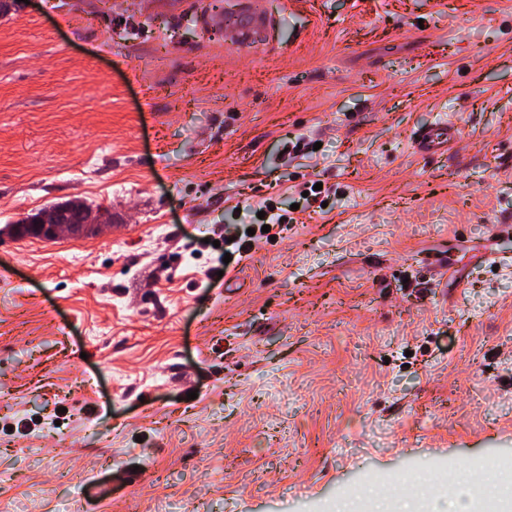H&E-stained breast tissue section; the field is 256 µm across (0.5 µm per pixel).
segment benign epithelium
<instances>
[{
    "instance_id": "benign-epithelium-1",
    "label": "benign epithelium",
    "mask_w": 512,
    "mask_h": 512,
    "mask_svg": "<svg viewBox=\"0 0 512 512\" xmlns=\"http://www.w3.org/2000/svg\"><path fill=\"white\" fill-rule=\"evenodd\" d=\"M112 223V210L71 198L59 206H48L17 220L13 231L24 236L53 241L63 236H81Z\"/></svg>"
}]
</instances>
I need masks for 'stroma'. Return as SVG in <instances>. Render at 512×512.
Masks as SVG:
<instances>
[{"instance_id":"stroma-1","label":"stroma","mask_w":512,"mask_h":512,"mask_svg":"<svg viewBox=\"0 0 512 512\" xmlns=\"http://www.w3.org/2000/svg\"><path fill=\"white\" fill-rule=\"evenodd\" d=\"M228 12L267 24L241 45ZM439 120L457 141L416 153ZM312 180L328 210L222 247ZM72 197L111 226L5 234ZM496 224L512 0H17L0 15V502L376 512L377 484L512 463V268L481 258L512 252Z\"/></svg>"}]
</instances>
